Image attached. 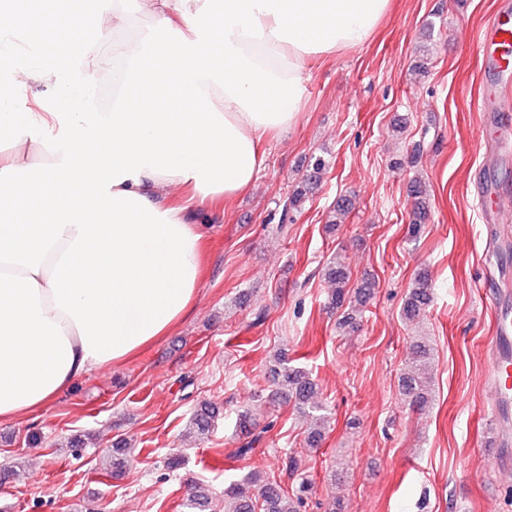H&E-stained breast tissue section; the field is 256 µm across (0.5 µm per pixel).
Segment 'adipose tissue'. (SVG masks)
I'll return each instance as SVG.
<instances>
[{
  "label": "adipose tissue",
  "mask_w": 512,
  "mask_h": 512,
  "mask_svg": "<svg viewBox=\"0 0 512 512\" xmlns=\"http://www.w3.org/2000/svg\"><path fill=\"white\" fill-rule=\"evenodd\" d=\"M388 6L98 0L89 12L67 0L22 14L0 0V139L14 144L0 154V420L41 409L191 311L194 209L253 185L265 138L296 120L307 63L363 45ZM133 9L150 26L95 56ZM21 73L58 87L47 111L27 104Z\"/></svg>",
  "instance_id": "1"
}]
</instances>
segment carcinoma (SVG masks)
Masks as SVG:
<instances>
[{"mask_svg":"<svg viewBox=\"0 0 512 512\" xmlns=\"http://www.w3.org/2000/svg\"><path fill=\"white\" fill-rule=\"evenodd\" d=\"M325 162L316 160L313 172L306 175L302 186L284 202L281 223L293 222V214L297 212L304 202L307 186L315 183L317 174L324 168ZM410 196L414 199V216L410 233L417 235L418 225L425 223L428 217L426 192L422 183L415 180L409 187ZM351 209L350 200L344 198L337 202L329 212L327 224L335 226L342 223V219ZM324 279L331 286L330 304L336 309L346 308L339 325L343 329L357 327L356 318L353 317V305L349 297V284L351 272L341 254H336L323 267ZM430 278L425 271L420 272L408 286L407 295L403 304V315L407 320H412L424 310L430 302ZM434 359L433 348L423 340L414 342L407 362V373L402 377V395L405 403L412 407L427 405L432 398L431 389V364ZM283 381L288 387V396L294 399L298 408L307 413H317L313 417L306 445L316 448L323 438L324 418L318 415L323 410V405L318 401V385L304 371L298 368H283ZM216 418V407L204 402L194 411L191 423L200 437L209 434ZM257 420L252 414L243 412L237 421V431L243 440L239 453L246 454L252 450L253 444L258 440L255 434ZM132 444L123 438L113 444L112 448V474L123 473L132 457ZM301 459L297 456H288V471L296 476L297 484L291 491H284L277 483L267 481L258 485L260 473L251 471L241 480L224 488V512H301L307 501V493L311 482L300 470ZM260 487V496L253 493L254 487Z\"/></svg>","mask_w":512,"mask_h":512,"instance_id":"1","label":"carcinoma"}]
</instances>
